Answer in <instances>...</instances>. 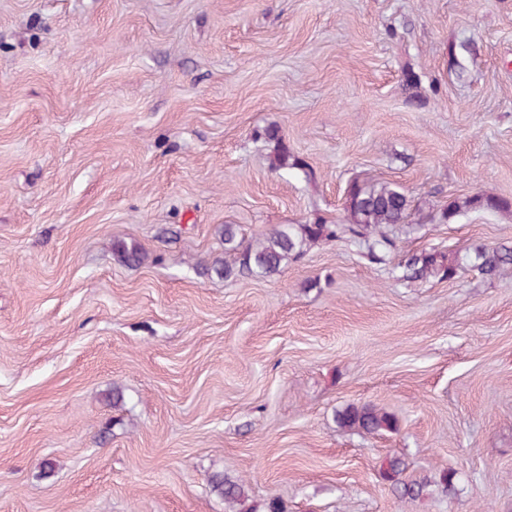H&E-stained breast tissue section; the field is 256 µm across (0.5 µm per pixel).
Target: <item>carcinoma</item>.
<instances>
[{
	"label": "carcinoma",
	"instance_id": "1",
	"mask_svg": "<svg viewBox=\"0 0 512 512\" xmlns=\"http://www.w3.org/2000/svg\"><path fill=\"white\" fill-rule=\"evenodd\" d=\"M270 148L272 165L277 170H288V148L282 141L280 131L268 129L264 136ZM347 223L284 224L262 238L249 240L237 224H226L221 229L224 240V260H217L208 268L219 278H231L237 274H254L261 277L278 275L288 262L299 258L306 248L319 241L347 236L362 245L366 255L377 263H384L394 248L390 232L408 223L411 216V201L404 190L395 183L375 180H353L346 189ZM465 206L475 209H509L512 203L476 195L465 201ZM114 254L125 265H139L145 254L135 243L118 241ZM472 267L482 275L496 278L512 271V245L500 244L487 248L478 246L470 258ZM461 267L456 257L437 249L408 253L399 260L397 268L400 279L407 282L430 279L450 280ZM337 423L362 434L379 435L397 429L398 422L390 413L373 405H349L336 413ZM405 462L393 457L383 466L381 475L387 481L400 486L408 497L420 495L431 484L428 478L405 481ZM212 490L230 504H241L248 497L245 482L231 480L215 474L210 479Z\"/></svg>",
	"mask_w": 512,
	"mask_h": 512
}]
</instances>
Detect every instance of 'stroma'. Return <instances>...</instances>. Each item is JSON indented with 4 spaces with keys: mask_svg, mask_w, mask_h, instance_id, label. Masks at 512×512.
Wrapping results in <instances>:
<instances>
[{
    "mask_svg": "<svg viewBox=\"0 0 512 512\" xmlns=\"http://www.w3.org/2000/svg\"><path fill=\"white\" fill-rule=\"evenodd\" d=\"M370 177L512 200V0H0V512H512V277L467 262L512 211L206 272L222 226L339 224ZM434 248L453 280H400ZM267 146L270 148L272 165L276 170L288 171V148L282 141L278 129H267L264 136ZM336 420L342 427L368 435L391 432L398 426L393 415L373 405H348L336 413ZM405 471V462L398 457H393L387 460L382 468L381 475L385 480L399 485L403 496L408 497L419 496L424 489L432 483L430 479L425 477L421 480L405 481L402 479V475ZM212 490L217 492L229 504H241L248 497V489L245 482L231 480L228 477L215 474L210 479Z\"/></svg>",
    "mask_w": 512,
    "mask_h": 512,
    "instance_id": "obj_1",
    "label": "stroma"
}]
</instances>
